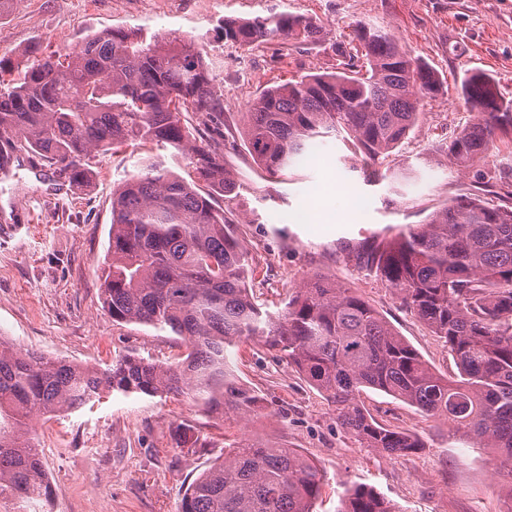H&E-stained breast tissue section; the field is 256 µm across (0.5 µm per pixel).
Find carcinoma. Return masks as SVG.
Wrapping results in <instances>:
<instances>
[{"instance_id":"cac0c4a2","label":"carcinoma","mask_w":512,"mask_h":512,"mask_svg":"<svg viewBox=\"0 0 512 512\" xmlns=\"http://www.w3.org/2000/svg\"><path fill=\"white\" fill-rule=\"evenodd\" d=\"M316 43L321 29L290 13L224 20V41L240 46ZM348 61L332 73L265 88L250 102L243 135L254 163L285 180L311 142L341 134L362 156L367 180L420 120V99L437 94L439 74L388 34L355 30ZM463 97L477 119L448 146L470 168L496 141L512 143V98L480 70L466 71ZM205 127L224 112L206 54L176 36L146 38L140 28L86 36L24 65L0 59V137L20 138L55 176L89 183L99 153L152 144L186 161L187 176L164 161L112 191L110 260L101 276L112 319L170 330L187 344L181 361L117 356L105 369L17 352L0 340V501L23 509L51 502L54 489L33 437V419L93 405L104 396H183L229 419L254 411L228 348L253 340L276 351L334 406L361 448L405 456L424 447L362 407L365 389L384 392L429 417L454 421L473 445L494 448L512 467V206L462 194L426 223L400 229L363 250L373 272L452 355L455 380L437 374L368 301L320 275L305 280L284 308L257 303L255 268L241 225L215 205L234 190L220 143L199 145L182 119ZM176 447H203L188 426ZM203 470L179 512H314L325 482L310 458L242 437ZM338 512H398L364 484L345 487Z\"/></svg>"}]
</instances>
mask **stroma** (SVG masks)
I'll return each mask as SVG.
<instances>
[{
	"mask_svg": "<svg viewBox=\"0 0 512 512\" xmlns=\"http://www.w3.org/2000/svg\"><path fill=\"white\" fill-rule=\"evenodd\" d=\"M289 12L315 21L314 45L277 47L225 43L228 19ZM388 32L442 78L437 95L423 98L418 127L366 181L362 161L338 138L316 139L285 182L257 171L244 145L225 148L236 176L224 203L240 221L262 280L258 300L277 309L309 276L353 288L368 300L437 372L457 368L442 341L402 307L379 278L366 275L358 227L377 235L425 223L458 195L498 194L477 173L512 178V150L501 148L477 168L448 159V144L474 120L456 81L478 69L512 96V0H11L0 13V58L22 62L30 50L73 46L92 32L139 27L203 45L213 85L224 97V126L240 137L243 114L263 88L309 73L332 72L357 25ZM160 151L130 145L96 159V175L77 189L50 169L14 167L0 178V339L21 350L103 368L118 355L174 363L186 346L170 329L118 322L105 309L100 266L109 248L112 190L139 173ZM307 210V224L283 215ZM230 365L259 397L246 425L224 421L186 398L106 396L94 407L34 423L46 471L55 488L50 512H178L197 475L224 452L226 440L250 436L300 451L326 473L315 512H337L345 485H371L399 512H512V473L497 466L491 448L473 447L463 432L383 392L368 389L365 409L380 423L416 435L423 449L381 455L341 428L333 406L275 352L253 341L230 348ZM194 429L205 448L184 454L175 427Z\"/></svg>",
	"mask_w": 512,
	"mask_h": 512,
	"instance_id": "stroma-1",
	"label": "stroma"
}]
</instances>
